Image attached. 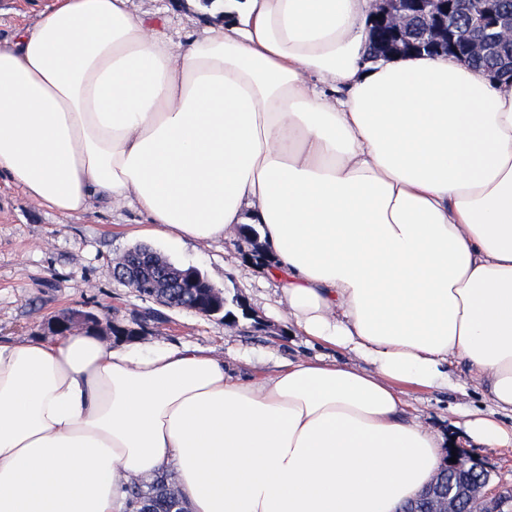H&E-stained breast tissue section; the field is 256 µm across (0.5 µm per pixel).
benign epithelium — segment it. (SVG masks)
I'll return each mask as SVG.
<instances>
[{
    "instance_id": "benign-epithelium-1",
    "label": "benign epithelium",
    "mask_w": 512,
    "mask_h": 512,
    "mask_svg": "<svg viewBox=\"0 0 512 512\" xmlns=\"http://www.w3.org/2000/svg\"><path fill=\"white\" fill-rule=\"evenodd\" d=\"M376 11L370 24L376 32L368 56L375 60L418 52L448 54L463 62L512 48V11L498 9L493 0H375ZM467 22L461 26L456 18ZM145 265L140 256L125 253L114 265L115 276L128 286L143 284ZM197 280L173 268L147 283L149 288H182L186 304L183 309L197 312L201 295ZM485 512H512V496L489 488L477 487Z\"/></svg>"
}]
</instances>
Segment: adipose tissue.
Here are the masks:
<instances>
[{"mask_svg":"<svg viewBox=\"0 0 512 512\" xmlns=\"http://www.w3.org/2000/svg\"><path fill=\"white\" fill-rule=\"evenodd\" d=\"M183 7L176 48L129 0H52L0 42V177L176 243L255 225L291 329L362 364L0 341V512H125L168 466L190 512H399L447 455L404 392L449 364L491 405L465 436L512 446V79L367 62L370 0Z\"/></svg>","mask_w":512,"mask_h":512,"instance_id":"adipose-tissue-1","label":"adipose tissue"}]
</instances>
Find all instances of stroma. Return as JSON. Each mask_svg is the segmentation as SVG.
I'll return each instance as SVG.
<instances>
[{"label": "stroma", "instance_id": "1", "mask_svg": "<svg viewBox=\"0 0 512 512\" xmlns=\"http://www.w3.org/2000/svg\"><path fill=\"white\" fill-rule=\"evenodd\" d=\"M169 6L170 0H130L134 13L162 18L166 36L177 46L192 33L193 25L170 12ZM142 221L128 206L97 202L85 213L63 215L29 201L17 186L1 180L0 340L48 338L49 322L74 309L94 310L135 326L152 302L115 277L113 261L129 249L146 245L174 265L199 269L226 296L243 297L248 313L226 322L218 316L167 309L138 337L142 348L179 344L205 348L231 363L241 377L271 373L282 363L322 353L355 363V356L345 350L326 351L306 337L289 333L275 282L249 261V248L238 232H226L220 241L176 245L141 235ZM407 401L411 415L452 437L459 433L463 413L487 407L470 381L457 389L416 392ZM457 452L481 462L491 487L512 489V447L462 443Z\"/></svg>", "mask_w": 512, "mask_h": 512}]
</instances>
